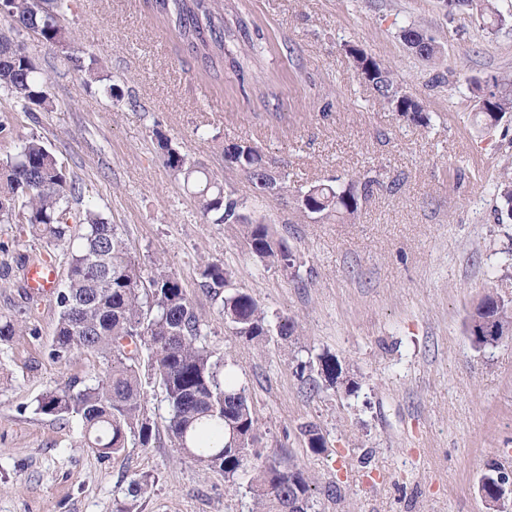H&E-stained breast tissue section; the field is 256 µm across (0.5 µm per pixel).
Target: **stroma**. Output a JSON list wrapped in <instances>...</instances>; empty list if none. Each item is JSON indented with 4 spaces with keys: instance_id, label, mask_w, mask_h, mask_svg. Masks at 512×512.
<instances>
[{
    "instance_id": "stroma-1",
    "label": "stroma",
    "mask_w": 512,
    "mask_h": 512,
    "mask_svg": "<svg viewBox=\"0 0 512 512\" xmlns=\"http://www.w3.org/2000/svg\"><path fill=\"white\" fill-rule=\"evenodd\" d=\"M492 31L441 0H224L242 13L258 70L225 66L210 78L149 0H74L64 24L74 42L52 48L18 39L48 73L53 109L34 114L0 91L13 137L0 160L38 135L69 178L118 225L142 271L163 265L205 318L203 340L234 362L261 430L266 459L291 462L311 479V512H488L478 491L487 464L512 471V341L475 349L464 323L482 294L512 274V220L497 185L512 172V116L491 132L474 119V80L512 73V0ZM416 27L439 47L416 55L401 31ZM358 47L391 70L430 118L392 112L354 67ZM96 59L94 73L70 58ZM114 86L107 95L105 86ZM227 183L248 213L297 257L296 273L254 257L239 226L213 224L164 166L161 141ZM256 146L286 189L256 193L225 168L222 145ZM374 179L354 215L326 218L297 199L317 181ZM43 243L0 224V315L28 310L32 329L0 345V512H251L243 486L203 470L170 437L168 407L144 375L148 446L129 443L103 459L82 423L35 413L44 391L103 375L98 358L50 357L54 300L30 298L21 257ZM224 263L230 287L298 334L256 345L225 322L220 299L201 286L204 262ZM335 355L358 384L311 389L299 363ZM314 424L324 451L309 448ZM148 482L130 498L131 480Z\"/></svg>"
}]
</instances>
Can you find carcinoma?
<instances>
[{"instance_id":"obj_1","label":"carcinoma","mask_w":512,"mask_h":512,"mask_svg":"<svg viewBox=\"0 0 512 512\" xmlns=\"http://www.w3.org/2000/svg\"><path fill=\"white\" fill-rule=\"evenodd\" d=\"M53 2L54 6L46 8L42 0H7L0 17L16 30L35 31L48 46L68 43L70 33L62 20L71 9V0ZM464 2L487 26L502 25L503 16L493 0ZM154 6L205 68L224 66L231 29L219 0H154ZM402 38L424 59L437 53L435 40L416 28L403 30ZM13 46L14 40L0 33V89L7 90L26 112L50 111V77L40 72L28 55L4 61ZM259 54L252 44L232 66L241 72L253 68ZM349 54L359 76L373 85L394 112L419 125L428 124L423 106L400 89L388 68L357 47L350 48ZM473 94L485 128L497 127L512 114L511 76L476 82ZM162 150L164 166L194 194L210 223L239 225L250 252L265 264L282 270L295 266V254L284 240L274 237L268 225L250 215L240 221L242 203L223 182L191 164L170 144H162ZM223 152L247 161L254 169L263 163L253 146L246 149L231 141L224 143ZM373 185L374 180H365L360 193L352 183H319L307 190L305 211L326 217L350 216ZM84 193V188L68 180L62 164L36 135L22 140L16 152L0 162V223L25 225L48 247L67 240L69 219L82 229L77 245L69 248L67 278L55 291L59 315L50 356L65 361L80 351L106 365V374L100 379L68 380L42 393L36 399L35 412L62 422L80 417L86 446L102 459L124 451L130 437L149 444L153 427L144 414L139 372L140 354L145 349L168 406L167 430L194 462L224 473L225 481L233 485L247 477L253 490L252 512H310V484L300 468L282 470L274 462L250 463V458H260L254 451L260 440L258 419L234 364L214 357V352L199 342L204 319L190 303L180 279L163 267L148 274L141 272L118 225L109 223L92 205L72 212L70 202L80 201ZM497 198L498 211L512 218V177L499 183ZM230 278L231 272L221 262L208 261L201 270V286L223 296V314L234 324L237 335L257 345L265 343L273 330L282 339L296 335L295 320L280 317L272 325L250 294L224 293ZM500 316L506 323L512 321V298L491 289L467 315L466 331L475 348L488 346L480 338L483 325ZM27 329L25 320L0 316V343L10 342ZM336 362V356L323 353L314 364H298V370L303 373L315 368V386L334 388ZM300 430L312 450L325 448L317 427L308 424ZM500 469L495 462L488 464L479 482L482 497L498 498L494 474Z\"/></svg>"}]
</instances>
